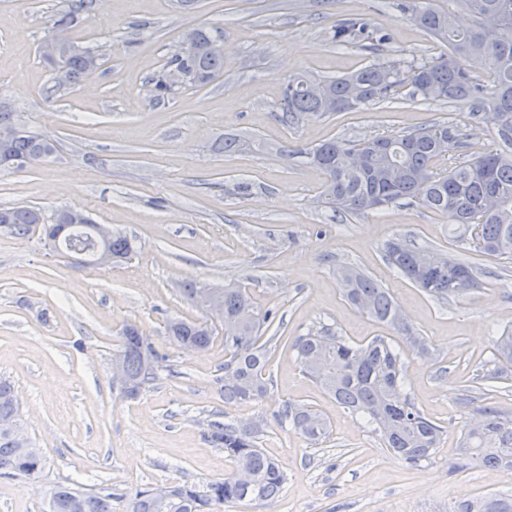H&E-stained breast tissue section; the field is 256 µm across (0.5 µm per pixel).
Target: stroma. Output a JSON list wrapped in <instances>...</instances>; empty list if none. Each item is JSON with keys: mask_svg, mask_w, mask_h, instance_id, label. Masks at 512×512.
I'll list each match as a JSON object with an SVG mask.
<instances>
[{"mask_svg": "<svg viewBox=\"0 0 512 512\" xmlns=\"http://www.w3.org/2000/svg\"><path fill=\"white\" fill-rule=\"evenodd\" d=\"M403 0H109L81 14L71 41L99 50L102 67L74 86H58L38 54L53 18L70 0H0V102L20 123L54 141L41 164L0 170V207L33 206L45 220L84 210L137 241L135 255L110 266H82L55 247L43 227L21 237L0 227V377L11 381L25 436L46 466L38 478L0 477V512H48L51 489L76 481L123 493L145 486L223 478L232 461L203 439L213 414L269 423L260 446L286 475L273 502H238L224 512H448L450 505L512 494V470L457 466L461 402L477 391L492 338L512 327V256L497 259L450 234L447 219L401 203L365 214L335 213L321 202L325 176L281 146L358 140L445 121L464 143L458 163L496 142L466 105H423L401 88L397 103L361 112L309 116L283 126L279 103L290 76L337 77L375 61L429 60L439 43L400 9ZM361 19L367 38L336 47L332 29ZM224 29V72L199 88L164 98L151 92L184 34ZM240 140L228 153L224 140ZM403 238L439 246L482 270V288L463 298H430L384 256ZM347 265L388 288L433 356L403 349L404 381L416 406L443 426L431 459L394 458L371 426L301 371L292 338L320 327L356 342L393 332L344 297L336 270ZM215 288L239 282L255 304L275 311L281 339L268 344V391L261 402L228 406L224 332L204 351L166 335L169 320H199L182 283ZM137 325L166 359L133 399L112 380L119 331ZM306 402L328 419L312 445L272 416Z\"/></svg>", "mask_w": 512, "mask_h": 512, "instance_id": "stroma-1", "label": "stroma"}]
</instances>
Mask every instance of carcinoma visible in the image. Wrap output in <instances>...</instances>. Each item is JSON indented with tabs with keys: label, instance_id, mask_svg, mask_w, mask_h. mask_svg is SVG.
Instances as JSON below:
<instances>
[{
	"label": "carcinoma",
	"instance_id": "cac0c4a2",
	"mask_svg": "<svg viewBox=\"0 0 512 512\" xmlns=\"http://www.w3.org/2000/svg\"><path fill=\"white\" fill-rule=\"evenodd\" d=\"M471 17L461 28L455 15L435 9L431 0L411 2L413 20L442 46L431 61L417 58L398 63L373 62L344 77L317 79L292 76L281 102V121L293 125L306 114L359 112L369 106L398 98L403 86H410L415 101L432 104L467 103L471 116L481 120L489 115L500 149L462 161L441 170L448 154L460 147L456 131L448 123L434 122L406 132L360 140L329 139L318 145L296 150L307 162L320 169L326 179L335 181L334 190L324 194L323 203L333 212L359 214L389 207L401 200L418 204L448 219L450 232L458 241H470L490 258L512 256V0H455ZM94 0H73L71 10L53 20L70 27L80 13H88ZM218 27L200 26L185 34L192 55L166 63L154 83L157 97L182 86L201 87L224 71V54L215 53L210 44L221 40ZM44 61L66 74V84L75 85L101 68L100 53L74 47L56 53L41 52ZM481 61L489 84L475 75L473 61ZM4 149L17 161L53 154L51 140L32 134L12 137ZM42 223L41 213L33 208H0V224L11 233L24 236ZM56 223L70 229L63 242L78 239L87 232L92 219L84 211L63 208ZM112 261L120 262L136 251V240L112 234L108 245ZM385 256L416 287L437 300L458 298L481 287L479 272L471 263L433 248H416L402 238L386 243ZM468 287L461 288V276ZM338 276L347 300L361 313L394 330L401 341L419 354L429 353L427 341L416 336L405 323L398 303L366 273L342 266ZM181 292L185 300L200 309L207 298L220 302L224 325V403L249 405L267 391L266 345L260 343L265 329L275 320L272 311L260 312L240 285L203 288L188 281ZM249 311L252 319L240 320ZM167 334L177 345L207 349L214 340L208 321L174 319ZM297 359L310 380L333 395L345 409L367 420L380 434L394 456L416 465L433 456L444 430L421 413L405 391L401 354L395 343L377 337L356 343L320 329L297 336L292 342ZM153 354L156 363L165 360L140 333L128 324L120 331V350L128 376L144 387L156 373L148 374L145 356ZM494 368L485 380H502L512 373V330L494 340ZM482 429H464L460 442L461 459L485 469L512 470V415L488 408L476 409ZM21 418L13 400L11 384L0 379V417ZM280 427L292 430L311 444L329 435L322 413L306 403L288 402L276 415ZM266 426L262 416L250 422L210 420L204 440L221 448L234 463V471L250 476L239 483L234 475L202 484L178 483L163 487L137 488L124 494L125 512H224V505L242 501L275 500L286 482L276 461L259 447ZM21 444L8 429L0 427V475L23 481L37 478ZM169 503L160 507L159 493ZM49 512H112V489L86 490L78 485L60 484L51 491ZM451 512H512V496L484 495L458 502Z\"/></svg>",
	"mask_w": 512,
	"mask_h": 512
}]
</instances>
